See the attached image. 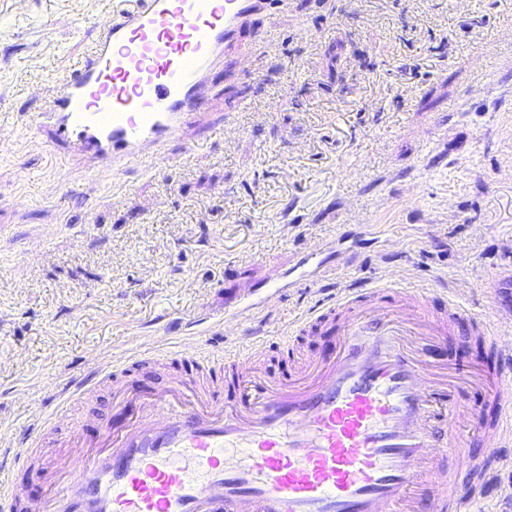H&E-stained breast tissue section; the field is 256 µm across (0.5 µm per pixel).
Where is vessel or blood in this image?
<instances>
[{
	"label": "vessel or blood",
	"mask_w": 512,
	"mask_h": 512,
	"mask_svg": "<svg viewBox=\"0 0 512 512\" xmlns=\"http://www.w3.org/2000/svg\"><path fill=\"white\" fill-rule=\"evenodd\" d=\"M282 0H125L97 43L56 81L47 116L54 143L112 172L166 158V147L207 108L224 49L254 17ZM469 323L495 352L494 370L436 361L421 337ZM324 336L322 356L301 373L274 377L226 343L223 354L186 345L178 380L146 393L120 389L126 425L73 432L69 459L44 458L55 474L36 512H476L500 496L512 457V354L499 348L496 313L474 314L450 291L438 307L426 292L381 281L328 292L296 323ZM111 363L71 378L49 424L71 400L112 378ZM499 405L485 420L469 394ZM479 431L486 453H470ZM41 428L0 448V512H23L10 490ZM455 457L469 477L457 483Z\"/></svg>",
	"instance_id": "1"
}]
</instances>
